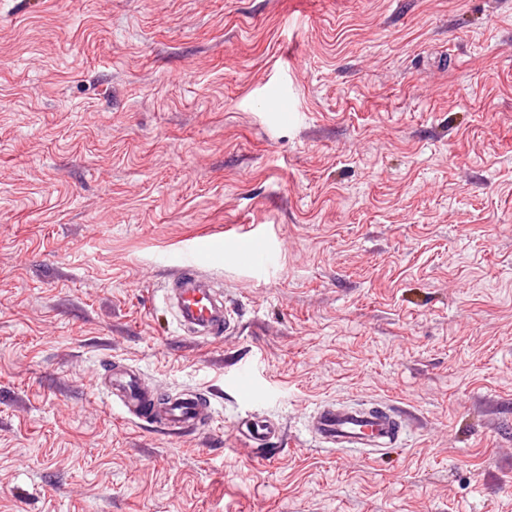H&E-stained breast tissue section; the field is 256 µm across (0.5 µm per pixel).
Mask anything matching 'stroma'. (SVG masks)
Listing matches in <instances>:
<instances>
[{"mask_svg": "<svg viewBox=\"0 0 512 512\" xmlns=\"http://www.w3.org/2000/svg\"><path fill=\"white\" fill-rule=\"evenodd\" d=\"M230 229L274 264L201 262L235 328L176 332ZM336 401L412 427L328 448ZM0 512H512V0H0ZM258 236L248 231L226 236L224 240L200 239L188 248V256L182 261L177 277L166 291L177 315L176 328L197 336L220 338L231 327L233 309L224 302L211 283L199 272L198 263L203 259L223 257L229 245H235L243 253L254 256L250 246ZM102 387L112 404L118 405L129 420L195 434L208 427L214 419L210 403L196 396L198 393L162 400L145 382L138 368L120 362H112L111 375ZM246 436L254 446H260L262 442H267L271 439L279 440L283 435L273 423L260 421L255 422L251 427H246Z\"/></svg>", "mask_w": 512, "mask_h": 512, "instance_id": "1", "label": "stroma"}]
</instances>
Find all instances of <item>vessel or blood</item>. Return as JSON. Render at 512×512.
<instances>
[{
  "mask_svg": "<svg viewBox=\"0 0 512 512\" xmlns=\"http://www.w3.org/2000/svg\"><path fill=\"white\" fill-rule=\"evenodd\" d=\"M255 241V235L243 233L221 240L200 239L189 246L177 277L166 291V297L176 311L179 331L219 338L230 329L233 310L225 304L222 294L200 274L198 263L223 256L231 245L243 253H250ZM103 389L126 418L133 421L194 434L204 430L214 419L210 404L199 396L160 399L138 368L120 362L113 363ZM405 426L402 415L383 405L324 404L308 419L309 432L324 444L369 453L396 442ZM246 436L258 446L280 439L282 433L273 423L260 421L247 428Z\"/></svg>",
  "mask_w": 512,
  "mask_h": 512,
  "instance_id": "1",
  "label": "vessel or blood"
}]
</instances>
